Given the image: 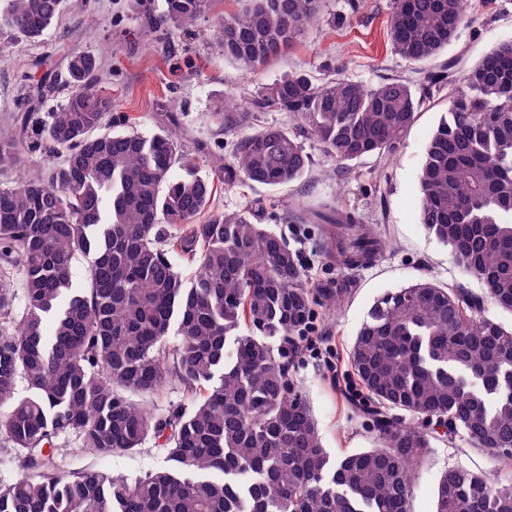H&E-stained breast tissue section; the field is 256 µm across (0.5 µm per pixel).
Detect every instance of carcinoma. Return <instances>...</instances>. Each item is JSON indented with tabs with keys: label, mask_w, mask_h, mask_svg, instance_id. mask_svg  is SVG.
I'll return each instance as SVG.
<instances>
[{
	"label": "carcinoma",
	"mask_w": 512,
	"mask_h": 512,
	"mask_svg": "<svg viewBox=\"0 0 512 512\" xmlns=\"http://www.w3.org/2000/svg\"><path fill=\"white\" fill-rule=\"evenodd\" d=\"M3 2L0 32L27 41L62 4ZM213 2L165 0L147 25L190 26ZM320 2L246 0L215 18V38L225 58L256 70L293 47ZM464 2L393 0L396 54L412 65L440 55L468 22ZM97 71L95 55L72 54L66 102L33 126L21 117L0 141L1 168L24 167L33 140L65 152L45 174L0 187V434L25 471L0 484V512H413L414 476L440 427L495 467L445 470L433 512H512V481L499 478L512 467V325L485 314L488 303L512 314V40L473 65L457 56L374 86L296 74L244 112L217 113L241 136L233 163L214 161L216 176L277 187L308 171V141L340 165L394 154L418 109L448 89L449 117L418 175L419 218L481 292L422 279L375 302L349 357L376 445L336 457L276 342L306 326L316 301L341 306L351 282L309 285L296 252L253 209L210 211L213 181L171 133L112 132ZM262 112H287L292 126H250ZM288 215L328 225L341 270L382 248L363 215L337 204L297 200ZM20 381L28 396L17 400ZM166 387L189 405L155 411L150 400ZM71 431L100 455L152 440L170 467L134 479L61 474L54 442Z\"/></svg>",
	"instance_id": "1"
}]
</instances>
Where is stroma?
Instances as JSON below:
<instances>
[{
  "label": "stroma",
  "mask_w": 512,
  "mask_h": 512,
  "mask_svg": "<svg viewBox=\"0 0 512 512\" xmlns=\"http://www.w3.org/2000/svg\"><path fill=\"white\" fill-rule=\"evenodd\" d=\"M391 3L323 0L319 19L288 54L248 73L225 60L213 38L212 16L188 27L152 30L137 0H63L56 21L38 40L0 36V133L7 132L17 116L30 112L42 121L59 107L67 95L62 83L69 57L86 52L101 60L98 82L112 97L113 130L129 122L148 136L179 132L180 148L206 174L213 157L233 161V138L219 127L217 112L226 103L247 100L263 85L296 72L366 85L386 76H410V65L392 47ZM466 12L470 23L448 46L447 55L463 56L471 65L498 43L512 40V0H466ZM43 79L56 85V92L31 101L29 85ZM447 109L444 93L425 103L391 157L368 156L340 169L316 151L309 171L295 182L275 188L239 181L216 186L214 211H240L261 202L259 223L286 239L313 285L336 278L339 270L328 257L324 225L288 219L291 199L338 201L363 214L385 242L372 263L349 270L355 290L340 310L315 306L311 326L316 351L306 349L301 340L284 347L290 377L309 400L323 444L335 456L374 445L369 416L332 382L333 377L350 375L349 347L373 303L421 279L481 290L419 220L418 173ZM54 460L67 471L91 467L130 478L167 465L164 451L153 442L132 454L99 456L81 450L73 433L56 440ZM488 464L487 457L467 443L434 445L416 479L414 512H432L438 479L447 467Z\"/></svg>",
  "instance_id": "1"
}]
</instances>
